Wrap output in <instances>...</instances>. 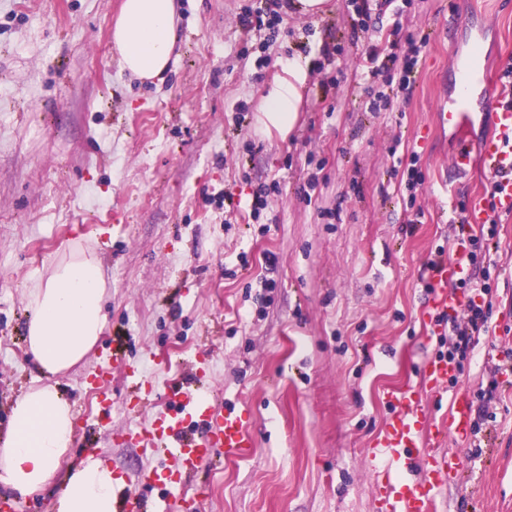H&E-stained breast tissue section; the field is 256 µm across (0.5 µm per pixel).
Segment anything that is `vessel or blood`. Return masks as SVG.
I'll return each mask as SVG.
<instances>
[{
	"instance_id": "obj_1",
	"label": "vessel or blood",
	"mask_w": 512,
	"mask_h": 512,
	"mask_svg": "<svg viewBox=\"0 0 512 512\" xmlns=\"http://www.w3.org/2000/svg\"><path fill=\"white\" fill-rule=\"evenodd\" d=\"M477 83L491 91L493 83L487 69L467 72L452 104L434 113L435 124L442 128H465L472 118L467 106ZM486 110L491 114L486 136L478 141L460 139L452 157L453 170L459 175L465 173L473 154H481L489 169L501 175L497 197L500 207L512 211V108L502 106L498 95L491 92ZM466 246V239H458L454 257L434 265L432 288L426 303L430 316L454 313L465 306V298L451 291L450 286L467 273L463 263ZM421 369L434 387L436 397H450L451 411L448 418L437 425L433 447L423 450L419 447L421 428L415 390L409 385L397 394L398 409L376 442L374 458L384 473L403 474L404 480L396 486L388 481L381 483L382 512H436L440 490L464 469L460 454L441 451L438 445L449 435L460 439L470 436V403L465 396L448 395L450 367L447 359L424 360ZM169 399L176 406L175 413L162 415L149 427L141 429L138 436L144 447L162 450L174 458L176 466L166 473L155 468L143 471L142 483H162L176 488L181 484L182 474L198 468L213 449L241 456L252 448L253 433L245 414L234 410L216 412L200 390L183 385L172 388Z\"/></svg>"
}]
</instances>
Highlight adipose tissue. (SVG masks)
<instances>
[{
	"instance_id": "obj_1",
	"label": "adipose tissue",
	"mask_w": 512,
	"mask_h": 512,
	"mask_svg": "<svg viewBox=\"0 0 512 512\" xmlns=\"http://www.w3.org/2000/svg\"><path fill=\"white\" fill-rule=\"evenodd\" d=\"M175 0H123L112 30L122 68L138 77L160 79L177 42ZM307 72L289 62L285 77L264 96L259 123L285 135L293 128ZM107 287L100 261L79 251L62 258L28 293L26 344L41 372L56 375L81 362L105 327ZM75 435L69 401L55 386L30 389L12 406L0 435V489L22 500L54 478ZM116 476L102 459L87 457L71 471L56 512H114Z\"/></svg>"
}]
</instances>
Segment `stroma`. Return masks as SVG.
Segmentation results:
<instances>
[{"mask_svg":"<svg viewBox=\"0 0 512 512\" xmlns=\"http://www.w3.org/2000/svg\"><path fill=\"white\" fill-rule=\"evenodd\" d=\"M122 2L0 0V430L17 397L49 383L75 414L71 454L20 512H52L90 455L147 507L171 504L167 487L139 481L171 460L135 433L168 412L179 382L216 410L246 412L255 433L246 456L218 448L184 475L199 512H380L371 452L388 391L414 385L426 448L450 407L420 373L448 350L424 312L430 263L471 234L454 211L493 179L478 157L454 177L460 133L431 115L454 97L455 62L472 47L495 70L512 57V0H397L393 14L372 0L364 31L343 0H326L322 15L284 14L271 41L239 24L257 0H176L179 40L160 80L119 63ZM395 22L426 43L390 99L359 57ZM248 46L271 64L257 68ZM325 47L332 62L313 68ZM291 57L310 68L282 137L262 130L259 108ZM413 153L423 181L410 191ZM74 248L101 261L107 321L84 361L51 378L27 352V287ZM480 251L495 263L492 325L448 391L473 404L493 392L494 418L480 444L444 441L466 461L440 512H512V374L497 371L512 349V214ZM133 368L154 380L153 401H137Z\"/></svg>","mask_w":512,"mask_h":512,"instance_id":"stroma-1","label":"stroma"}]
</instances>
